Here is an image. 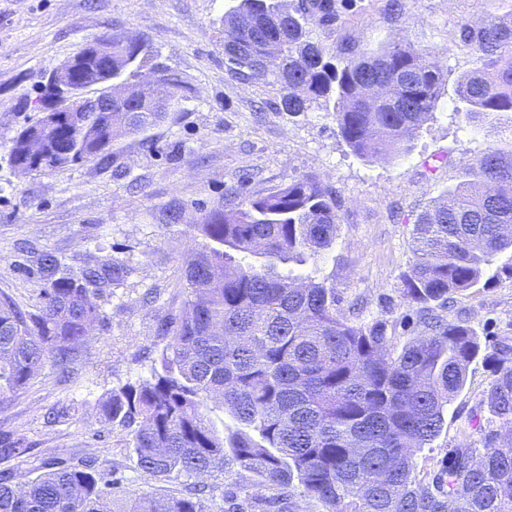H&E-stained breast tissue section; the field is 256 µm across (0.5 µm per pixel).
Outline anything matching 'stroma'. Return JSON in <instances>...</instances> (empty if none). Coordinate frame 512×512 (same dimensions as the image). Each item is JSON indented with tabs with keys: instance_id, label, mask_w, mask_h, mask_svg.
I'll return each mask as SVG.
<instances>
[{
	"instance_id": "stroma-1",
	"label": "stroma",
	"mask_w": 512,
	"mask_h": 512,
	"mask_svg": "<svg viewBox=\"0 0 512 512\" xmlns=\"http://www.w3.org/2000/svg\"><path fill=\"white\" fill-rule=\"evenodd\" d=\"M235 0H0V295L30 313L42 302L39 254L58 256L68 273L110 261L127 274L100 294L105 322L73 354L74 374L59 381L44 364L23 389H0V437L23 441L25 456L8 461L16 481L45 463L94 456L122 489L148 495L185 493L186 477L144 476L126 431L103 425L97 406L111 390L150 379L165 328L185 307L186 259L206 243L198 226L224 205L228 188L260 195L313 176L336 193L340 224L333 245L304 267L280 265L326 282L336 309L358 324L383 321L395 345L422 335L415 307L402 296L414 260L418 215L444 191L465 182L490 150L512 161V115L477 122L456 95L457 82L481 65L463 43V23L512 14V0H354L336 23L309 26L330 51L354 44L368 52L390 43L431 50L446 82L436 108L402 156H357L338 133L332 109L312 104L300 114L277 110L279 85H256L224 69L220 31ZM142 38L146 70L162 68L182 81L165 119L116 138L105 163L21 173L10 160L11 139L38 112L45 71L95 40ZM463 321L485 347L512 338V278L454 294L440 311ZM491 381L475 361L465 389L448 407L442 432L414 456L417 474L437 470L448 449L480 447L473 416H487ZM70 409L52 421L55 408ZM232 456L211 478L208 512H229L238 486L253 482Z\"/></svg>"
}]
</instances>
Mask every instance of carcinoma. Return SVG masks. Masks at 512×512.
I'll return each instance as SVG.
<instances>
[{
	"instance_id": "obj_1",
	"label": "carcinoma",
	"mask_w": 512,
	"mask_h": 512,
	"mask_svg": "<svg viewBox=\"0 0 512 512\" xmlns=\"http://www.w3.org/2000/svg\"><path fill=\"white\" fill-rule=\"evenodd\" d=\"M350 2L292 0L284 10L280 0H239L224 15L237 35L224 43V67L245 82L280 85L284 112H305L319 100L337 105L339 134L360 157L406 153L433 112L443 70L430 50L412 45L360 55L345 44L333 54L308 39L310 23L334 24ZM460 39L483 60L457 86L470 116L512 112V19L465 23ZM101 43L112 49V81L138 78L146 43ZM72 61L102 74L90 48ZM165 117L141 99L121 98L110 112H43L13 137L11 162L45 172L102 159L117 135ZM33 141L42 145L40 162L28 158ZM338 224L333 190L303 178L256 197L229 189L224 208L198 225L209 245L183 271L189 300L167 328L160 368L99 404L102 422L127 430L143 473L193 478L187 493H118L88 458L54 462L21 486L0 471V512H207L205 479L224 473L227 447L256 476L241 487L253 512H294L282 502L297 495L321 500L328 512H512V344L484 354L471 326L440 320L431 307L503 273L512 277V262L494 267L512 251V164L488 151L471 179L418 217L403 296L418 307L425 335L399 350L385 323L341 316L326 283L275 272L278 261L316 259ZM37 268L46 283L39 312L0 297V388L25 387L47 360L68 376L74 350L104 323L95 296L123 273L109 262L73 276L50 252ZM479 357L492 376L484 405L509 428L508 438L477 421L482 447L453 448L437 471L418 476L415 453L440 434ZM210 402L234 421L227 447L207 415ZM27 452L20 440H0V460ZM269 487L278 497L265 496Z\"/></svg>"
}]
</instances>
